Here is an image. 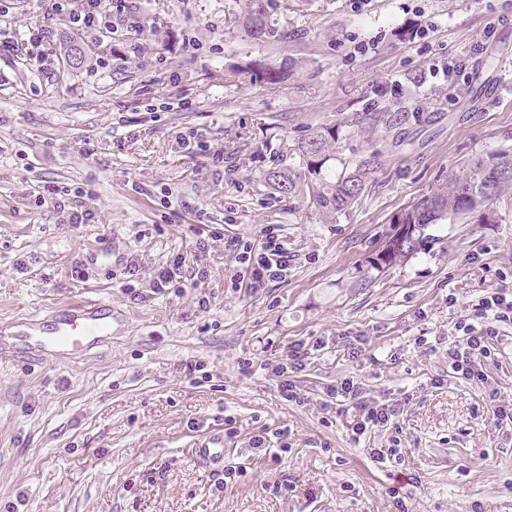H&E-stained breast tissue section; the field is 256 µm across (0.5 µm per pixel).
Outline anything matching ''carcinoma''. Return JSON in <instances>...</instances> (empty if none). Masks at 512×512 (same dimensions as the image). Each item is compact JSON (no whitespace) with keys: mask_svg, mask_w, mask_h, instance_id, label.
<instances>
[{"mask_svg":"<svg viewBox=\"0 0 512 512\" xmlns=\"http://www.w3.org/2000/svg\"><path fill=\"white\" fill-rule=\"evenodd\" d=\"M302 0H238V11L228 14L226 23L240 27L264 44H288L299 38L297 31L274 23L279 10H293ZM292 62L280 64L248 62L238 66L234 75L269 87L280 84ZM421 120L420 113L407 112L377 104L366 112H354L346 127L360 131L402 130L410 120ZM342 133V126H319L295 143L288 165L272 167L264 173L265 182L284 198H292L307 187L312 206L327 217L351 208L375 180L382 167V153L372 151L358 160L343 164L341 171L323 173L332 144ZM512 189V150L503 149L488 158L470 160L448 182L437 185L428 194L410 203L391 218L393 224L409 227L404 236H389L377 256L378 264L387 266L416 252L426 243L424 230L431 224L468 216L477 222L494 221L496 208Z\"/></svg>","mask_w":512,"mask_h":512,"instance_id":"1","label":"carcinoma"}]
</instances>
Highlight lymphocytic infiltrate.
<instances>
[{
    "label": "lymphocytic infiltrate",
    "instance_id": "f902f5d3",
    "mask_svg": "<svg viewBox=\"0 0 512 512\" xmlns=\"http://www.w3.org/2000/svg\"><path fill=\"white\" fill-rule=\"evenodd\" d=\"M51 7L42 18L30 23L20 38H13L0 30V50L23 54L28 65L38 71L50 69L58 58L56 46L59 26L98 40L112 32V12L121 8L123 0H80L72 6L71 0H50ZM92 189L82 187L75 191L61 188L53 190L51 200L59 223L91 224L96 216L85 209L83 197L92 196ZM236 253L244 266L249 287L259 288L264 283L285 278L292 260L283 240L274 229H267L258 243L251 245L241 238L212 233L196 241L197 252H209L216 245ZM512 327V293L495 289L478 297L471 311L455 326L457 340L448 349V363L452 370L471 382L484 383V365L499 344L507 341V328ZM323 406L332 410L335 404L351 402L358 405L359 415L354 419L353 431L364 435L369 430L387 425L397 409L389 404L368 406L363 404L362 390L357 382L344 380L326 390Z\"/></svg>",
    "mask_w": 512,
    "mask_h": 512
}]
</instances>
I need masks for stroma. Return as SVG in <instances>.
I'll list each match as a JSON object with an SVG mask.
<instances>
[{"label":"stroma","mask_w":512,"mask_h":512,"mask_svg":"<svg viewBox=\"0 0 512 512\" xmlns=\"http://www.w3.org/2000/svg\"><path fill=\"white\" fill-rule=\"evenodd\" d=\"M127 3L111 39L62 30L49 73L0 53V325L86 297L124 318L87 357L0 358V512H396V491L409 512H512V427L493 421L512 403V344L480 385L448 365L471 302L512 291V203L494 224L431 225L416 253L376 263L391 216L471 158L512 148V0H310L277 17L303 33L286 49L227 27L234 0ZM406 27L425 34L398 38ZM288 55L291 74L273 89L230 74ZM99 57L109 68L89 76ZM382 87L427 120L399 136L341 135L329 169L384 155L345 213L326 218L262 182L312 128L371 109ZM194 131L210 154L186 151ZM86 185L92 224L58 223L40 200ZM270 225L293 260L263 287H233L235 254L195 251L212 229L256 243ZM176 253L185 275L206 269L204 290L152 292ZM298 342L312 349L293 375L301 404L281 398L271 372ZM191 362L203 372L189 374ZM345 379L398 415L354 440L349 414L322 408ZM228 418L226 458L244 474L226 483L187 444ZM258 434L268 450L250 447ZM373 448L399 458L377 463Z\"/></svg>","instance_id":"obj_1"}]
</instances>
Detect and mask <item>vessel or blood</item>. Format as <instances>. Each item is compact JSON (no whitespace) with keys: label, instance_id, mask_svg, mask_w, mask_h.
Listing matches in <instances>:
<instances>
[{"label":"vessel or blood","instance_id":"obj_1","mask_svg":"<svg viewBox=\"0 0 512 512\" xmlns=\"http://www.w3.org/2000/svg\"><path fill=\"white\" fill-rule=\"evenodd\" d=\"M122 320L111 304L87 297L54 311L50 319H24L0 331V355L62 361L108 343ZM191 456L211 470L224 467V431L207 430L192 443Z\"/></svg>","mask_w":512,"mask_h":512}]
</instances>
